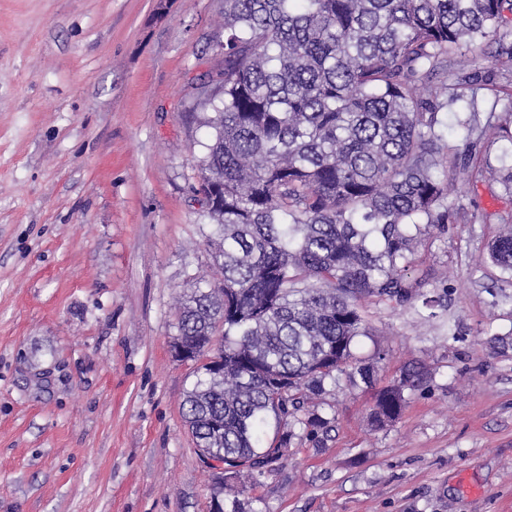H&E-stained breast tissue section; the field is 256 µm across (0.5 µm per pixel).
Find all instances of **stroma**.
Masks as SVG:
<instances>
[{"mask_svg":"<svg viewBox=\"0 0 512 512\" xmlns=\"http://www.w3.org/2000/svg\"><path fill=\"white\" fill-rule=\"evenodd\" d=\"M224 0H0V512H209L212 474L182 414L178 302L218 269L189 179L210 129ZM456 223L416 266L421 301H363L355 352L386 385L424 366L401 418L372 392L325 396L253 512H512V329L481 257L512 210L458 183Z\"/></svg>","mask_w":512,"mask_h":512,"instance_id":"1","label":"stroma"}]
</instances>
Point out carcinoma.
Masks as SVG:
<instances>
[{
    "instance_id": "obj_1",
    "label": "carcinoma",
    "mask_w": 512,
    "mask_h": 512,
    "mask_svg": "<svg viewBox=\"0 0 512 512\" xmlns=\"http://www.w3.org/2000/svg\"><path fill=\"white\" fill-rule=\"evenodd\" d=\"M478 51L512 85V0H224V66L209 76L222 98L203 101L192 176L220 276L183 294L173 338L196 352L182 412L201 458L224 459L219 512H252L224 491L288 460L295 428L331 430L310 403L340 376L374 382L386 353L355 355L359 304L417 295L420 248L457 220L456 183L512 197V111L478 112ZM457 103L461 147L445 118ZM470 221L498 224L482 261L512 288V212ZM422 382L402 369L371 423L399 420Z\"/></svg>"
}]
</instances>
